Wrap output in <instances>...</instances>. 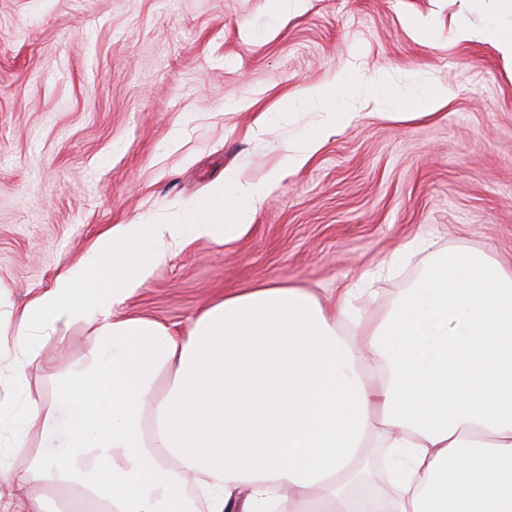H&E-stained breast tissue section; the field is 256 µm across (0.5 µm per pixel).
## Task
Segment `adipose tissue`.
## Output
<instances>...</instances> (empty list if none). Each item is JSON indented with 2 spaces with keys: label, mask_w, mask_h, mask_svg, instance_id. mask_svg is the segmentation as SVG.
Instances as JSON below:
<instances>
[{
  "label": "adipose tissue",
  "mask_w": 512,
  "mask_h": 512,
  "mask_svg": "<svg viewBox=\"0 0 512 512\" xmlns=\"http://www.w3.org/2000/svg\"><path fill=\"white\" fill-rule=\"evenodd\" d=\"M306 97L329 107L295 167L354 119L330 89ZM280 177L234 174L165 222L111 227L0 320L8 512H512V266L433 255L374 319L356 289L326 305L272 282L184 333L117 314L173 245L234 240ZM77 322L85 361L43 362ZM34 366L51 397L28 395Z\"/></svg>",
  "instance_id": "ef3b65f1"
}]
</instances>
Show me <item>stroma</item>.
<instances>
[{
  "instance_id": "35a3bbf8",
  "label": "stroma",
  "mask_w": 512,
  "mask_h": 512,
  "mask_svg": "<svg viewBox=\"0 0 512 512\" xmlns=\"http://www.w3.org/2000/svg\"><path fill=\"white\" fill-rule=\"evenodd\" d=\"M0 0V314L84 259L114 224L163 221L227 175L280 168L234 241L173 248L121 306L187 331L211 303L274 281L328 299L404 242L512 260V60L459 25L512 30L499 0ZM386 74L369 100L359 75ZM333 87L350 126L299 168L288 145ZM448 89L434 114L411 111ZM295 101L292 110L280 100ZM374 284L378 315L422 273ZM43 360L84 361L87 326Z\"/></svg>"
}]
</instances>
